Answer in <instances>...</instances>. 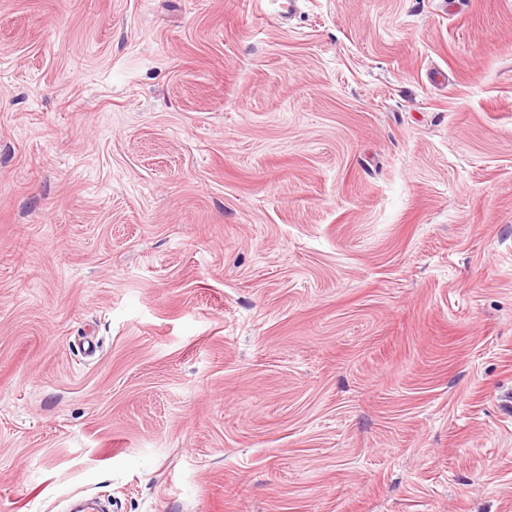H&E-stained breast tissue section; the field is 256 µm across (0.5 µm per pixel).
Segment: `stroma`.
<instances>
[{
  "mask_svg": "<svg viewBox=\"0 0 512 512\" xmlns=\"http://www.w3.org/2000/svg\"><path fill=\"white\" fill-rule=\"evenodd\" d=\"M512 512V0H0V512Z\"/></svg>",
  "mask_w": 512,
  "mask_h": 512,
  "instance_id": "35a3bbf8",
  "label": "stroma"
}]
</instances>
